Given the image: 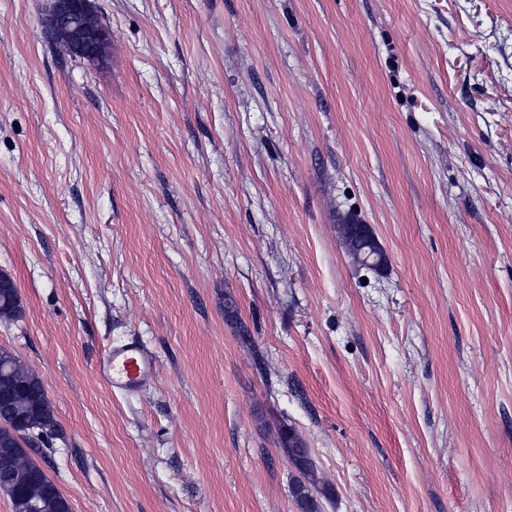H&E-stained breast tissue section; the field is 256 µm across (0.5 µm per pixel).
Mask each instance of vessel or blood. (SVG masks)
I'll return each instance as SVG.
<instances>
[{
	"mask_svg": "<svg viewBox=\"0 0 512 512\" xmlns=\"http://www.w3.org/2000/svg\"><path fill=\"white\" fill-rule=\"evenodd\" d=\"M158 370L155 355L139 343L109 348L99 361L96 375L112 390L131 394L152 380Z\"/></svg>",
	"mask_w": 512,
	"mask_h": 512,
	"instance_id": "b4317fda",
	"label": "vessel or blood"
}]
</instances>
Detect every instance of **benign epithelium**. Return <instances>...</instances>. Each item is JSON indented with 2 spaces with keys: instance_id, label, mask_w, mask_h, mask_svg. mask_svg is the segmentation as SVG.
Segmentation results:
<instances>
[{
  "instance_id": "1",
  "label": "benign epithelium",
  "mask_w": 512,
  "mask_h": 512,
  "mask_svg": "<svg viewBox=\"0 0 512 512\" xmlns=\"http://www.w3.org/2000/svg\"><path fill=\"white\" fill-rule=\"evenodd\" d=\"M43 24L71 55L97 64L107 61L110 33L101 24L91 0H53Z\"/></svg>"
}]
</instances>
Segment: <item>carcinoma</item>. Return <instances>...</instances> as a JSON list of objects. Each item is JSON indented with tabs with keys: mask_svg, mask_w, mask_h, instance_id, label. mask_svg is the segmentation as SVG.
Segmentation results:
<instances>
[{
	"mask_svg": "<svg viewBox=\"0 0 512 512\" xmlns=\"http://www.w3.org/2000/svg\"><path fill=\"white\" fill-rule=\"evenodd\" d=\"M6 353L9 359L5 368L26 381V385L21 401L0 406V443L7 440L16 449L14 475L31 472L37 476L36 484L27 492L39 499L41 512H72L68 499L27 452L33 447V440L49 437L58 431L44 383L17 356L0 348V356ZM277 444L296 471L290 490L299 512H321V500L331 499L335 490L318 477L305 440L294 427L284 425L279 429Z\"/></svg>",
	"mask_w": 512,
	"mask_h": 512,
	"instance_id": "obj_1",
	"label": "carcinoma"
}]
</instances>
